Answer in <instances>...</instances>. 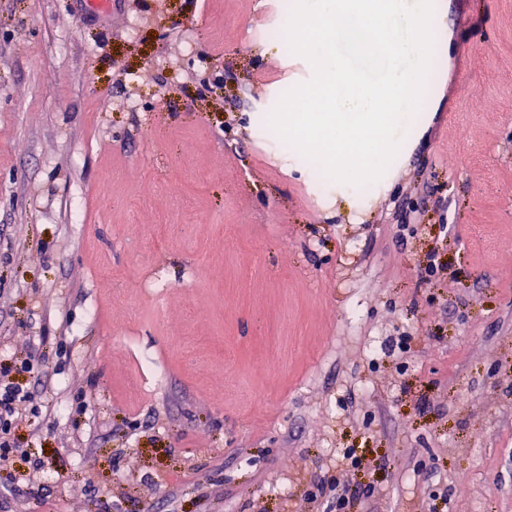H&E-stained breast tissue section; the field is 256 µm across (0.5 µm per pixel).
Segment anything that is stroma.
<instances>
[{
	"instance_id": "obj_1",
	"label": "stroma",
	"mask_w": 512,
	"mask_h": 512,
	"mask_svg": "<svg viewBox=\"0 0 512 512\" xmlns=\"http://www.w3.org/2000/svg\"><path fill=\"white\" fill-rule=\"evenodd\" d=\"M289 2L0 0V512H512V0H434L353 203L269 123ZM39 373L38 364L32 360L13 366L1 367L0 364V464L8 461L18 451L11 435L12 417L15 405L24 401L28 393L22 384L15 381V375L27 374L34 378Z\"/></svg>"
}]
</instances>
